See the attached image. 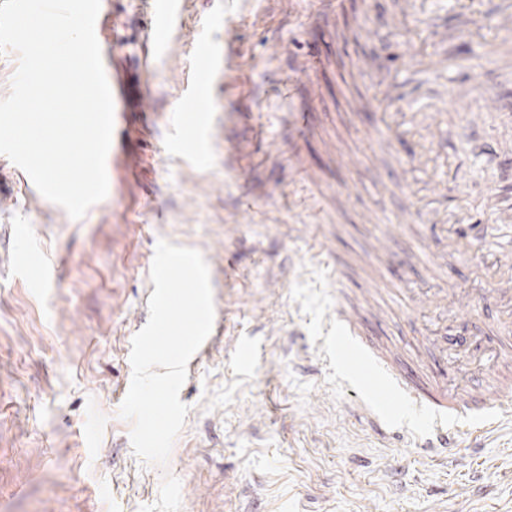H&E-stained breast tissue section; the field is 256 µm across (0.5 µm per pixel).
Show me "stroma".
I'll return each mask as SVG.
<instances>
[{
	"label": "stroma",
	"instance_id": "stroma-1",
	"mask_svg": "<svg viewBox=\"0 0 512 512\" xmlns=\"http://www.w3.org/2000/svg\"><path fill=\"white\" fill-rule=\"evenodd\" d=\"M462 0H439L453 25L448 67L422 73L425 95L399 112L448 114V163L462 175L449 205L482 220L512 121L467 124L477 97L495 88L480 58L492 31L468 34ZM402 0H342L330 22L312 0H183L171 56L151 76L155 108L144 165L116 159L108 172L136 212L124 223L111 199L71 219L32 184L0 185V512H512V420L481 439L462 433L451 463L413 444L427 418L390 400L362 362L315 360V338L341 307L373 324L419 377L445 371L413 332L410 288L455 277L480 292L473 261L433 268L404 189L416 173L411 146L395 141L371 103L360 69L407 77L410 46L386 29ZM237 31L227 58L223 116L203 163L169 151L194 131L175 105L199 41ZM383 28L381 41L364 19ZM278 41L280 59L266 54ZM307 171L290 172L295 154ZM359 194H345L352 181ZM389 253L374 250L387 225ZM205 258L223 327L180 390L189 412L166 466L133 451L119 415L130 387L129 321L147 322L150 269L159 240ZM415 256L410 288L394 260ZM57 264L58 284L44 280ZM350 374L404 433L388 437L359 418L340 380Z\"/></svg>",
	"mask_w": 512,
	"mask_h": 512
}]
</instances>
